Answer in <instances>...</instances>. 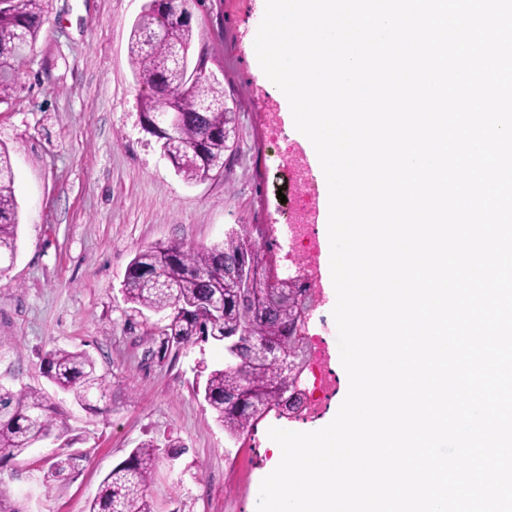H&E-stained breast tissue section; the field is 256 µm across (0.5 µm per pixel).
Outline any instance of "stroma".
Listing matches in <instances>:
<instances>
[{"label":"stroma","mask_w":512,"mask_h":512,"mask_svg":"<svg viewBox=\"0 0 512 512\" xmlns=\"http://www.w3.org/2000/svg\"><path fill=\"white\" fill-rule=\"evenodd\" d=\"M146 0H46L45 22L0 103V149L9 153L18 202V251L0 278V383L48 388L42 360L54 349L89 354L109 381L92 411L53 393L66 431L0 462V491L21 512H88L103 478L143 441L181 442L176 462L160 457L148 493L154 512H256L257 487L272 469L275 418L231 444L195 383L224 349L197 342L161 351L156 315L131 311L121 288L142 248L220 242L234 224L295 222L298 199L323 192L301 182L299 144L255 62L263 0H193V58L224 84L237 149L211 178L189 184L140 126L142 84L128 56ZM279 276L322 280L313 251L270 241ZM311 333L342 368L322 288ZM71 467L51 472L60 456Z\"/></svg>","instance_id":"35a3bbf8"}]
</instances>
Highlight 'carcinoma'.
Listing matches in <instances>:
<instances>
[{
  "label": "carcinoma",
  "mask_w": 512,
  "mask_h": 512,
  "mask_svg": "<svg viewBox=\"0 0 512 512\" xmlns=\"http://www.w3.org/2000/svg\"><path fill=\"white\" fill-rule=\"evenodd\" d=\"M44 17V0H0V103L15 84V63L35 41ZM144 18L133 25L130 61L135 74L150 80L141 95L140 119L156 138L176 173L188 183L203 180L223 167L224 156L235 148L232 113L224 111V86L189 65L171 74L161 70L169 48L178 46L190 59L193 30L187 24L170 26L166 38L146 51L142 47ZM181 107L174 136L153 129L170 100ZM8 155L0 151V258L13 259L18 241V203ZM256 224H236L224 240L210 247L181 243L149 246L130 261L122 292L131 309L163 313L159 329L163 350L177 349L200 339L224 346V364L209 370L203 398L237 442L270 416L278 420L305 418L303 399L276 358L300 367L310 365L309 332L313 302L302 280L280 277L270 249L254 236ZM239 281L223 287L222 272ZM222 296L223 308L213 316L204 301ZM262 343L264 360L253 346ZM43 374L75 402L106 397L107 383L95 361L82 351L51 350L43 358ZM58 432L57 412L36 388L14 392L0 384V461L24 453L39 439ZM160 448L151 440L133 449L128 458L103 479L89 512H153L148 500Z\"/></svg>",
  "instance_id": "carcinoma-1"
}]
</instances>
